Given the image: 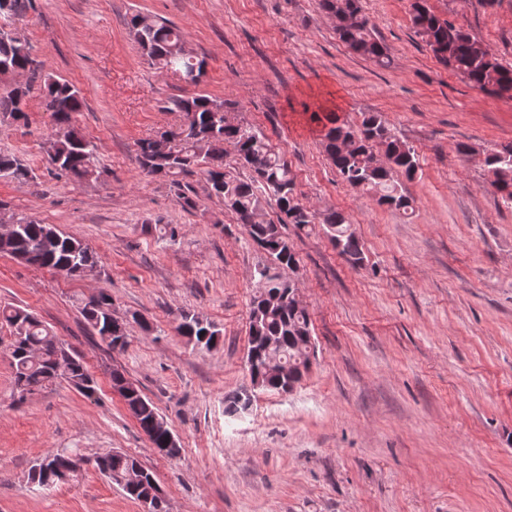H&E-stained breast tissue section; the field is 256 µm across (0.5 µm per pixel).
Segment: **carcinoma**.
<instances>
[{"label":"carcinoma","instance_id":"obj_1","mask_svg":"<svg viewBox=\"0 0 512 512\" xmlns=\"http://www.w3.org/2000/svg\"><path fill=\"white\" fill-rule=\"evenodd\" d=\"M32 0H0V77L9 78L15 70L40 65L27 86L6 82L0 85V124H14L27 119L22 109L26 97L42 96L49 101L53 124V153L49 154L50 174L64 175L77 181H91L100 175L97 146L75 127L73 115L83 105L80 91L64 79L44 72V62L37 61L28 39L11 20L24 16L32 8ZM321 10L332 19L338 38L354 53L380 67L390 64L385 45L376 35L375 25L362 11L360 0H320ZM130 34L148 60L161 68L176 72L197 68L205 74L207 62L181 54L184 34L171 22L160 21L149 14L136 13L127 22ZM414 33L429 47L434 57L473 86L498 98L512 97V69L503 66L490 54L473 52L479 41L453 22L437 16L426 0L412 4ZM175 109L182 113L187 133L170 136L163 132L155 139L140 142L138 162L142 172L168 182L184 206L194 208L195 199L186 193L182 177L201 172L211 193L224 201L242 224L251 241L262 250L269 264L255 271L256 292L249 313L248 358L252 371L274 356L288 365V381L299 383L309 369L312 347L310 314L295 304L286 290L296 287L293 278L282 272H295L299 257L282 231L285 224L299 230L320 226L338 253L351 265L365 261V253L351 221L342 211L326 209L310 212L296 193L295 177L278 147L260 130L229 116L231 103L213 100L204 95L173 99ZM321 124L322 144L332 160L339 179L348 187L363 192L381 205L404 213L413 209V201L399 182L403 176L415 178L419 155L380 112H366L357 124L342 121L333 113L314 114ZM234 147L236 164L248 169L250 177L239 179L226 170L225 145ZM484 170L489 184L508 207L512 208V143L485 151ZM0 177L26 182L35 177L33 169L20 156L0 151ZM276 201L280 218L270 221L264 212L267 199ZM17 237L8 243L14 251L58 273L74 277L77 264L102 259L82 239L59 231L50 224L19 218ZM86 323L109 348L124 349L128 333L112 316V294L99 290L96 297L80 307ZM0 323L11 329L8 352L14 367V386L43 389L57 381H65L90 396L95 392L93 378L82 361L77 359L68 375L56 372L59 353L64 344L52 334L33 313L16 306H0ZM177 332L199 349L210 350L220 341L221 331L203 315L184 311L180 314ZM111 381L127 385L132 394L125 396L128 410L143 431L150 429L153 402L125 374L112 369ZM286 381V382H288ZM286 382L276 376L262 379V389L286 392ZM82 461L97 469L109 482L122 486L133 500L139 501L159 489L148 469L143 480L129 487L121 485L124 475L138 460L120 451H108L94 458L78 451L51 453L31 467L28 483L39 488H52L78 476L81 468L72 466Z\"/></svg>","mask_w":512,"mask_h":512}]
</instances>
